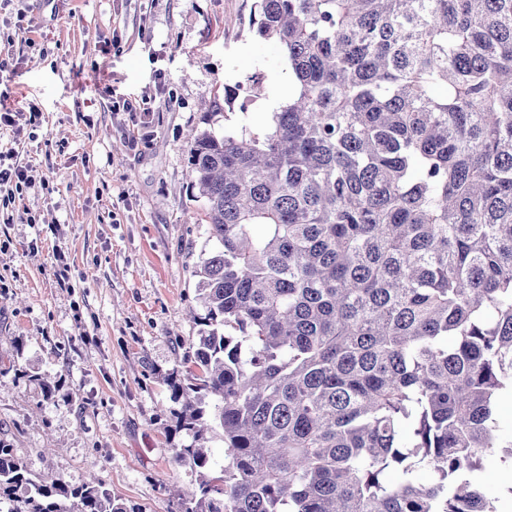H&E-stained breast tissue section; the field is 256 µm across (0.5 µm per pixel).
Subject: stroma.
I'll return each mask as SVG.
<instances>
[{
  "mask_svg": "<svg viewBox=\"0 0 512 512\" xmlns=\"http://www.w3.org/2000/svg\"><path fill=\"white\" fill-rule=\"evenodd\" d=\"M255 0H0V105L36 110L0 127L29 181L0 223V439L32 473L72 486L96 474L116 501L177 512L197 476L175 460L167 384L197 330L196 264L209 245L191 187L204 131L262 133L263 98L225 102L292 74L251 30ZM61 378L54 400L28 380ZM483 464L512 512L506 449Z\"/></svg>",
  "mask_w": 512,
  "mask_h": 512,
  "instance_id": "obj_1",
  "label": "stroma"
}]
</instances>
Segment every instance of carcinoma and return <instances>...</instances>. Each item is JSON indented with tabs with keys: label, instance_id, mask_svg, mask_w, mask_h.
Here are the masks:
<instances>
[{
	"label": "carcinoma",
	"instance_id": "obj_1",
	"mask_svg": "<svg viewBox=\"0 0 512 512\" xmlns=\"http://www.w3.org/2000/svg\"><path fill=\"white\" fill-rule=\"evenodd\" d=\"M251 26L296 88L189 149L216 247L168 378L182 512H499L474 474L512 449V0H256ZM15 502L135 512L0 440Z\"/></svg>",
	"mask_w": 512,
	"mask_h": 512
}]
</instances>
